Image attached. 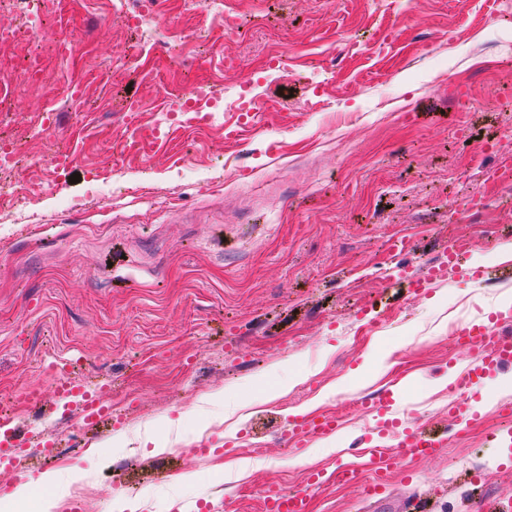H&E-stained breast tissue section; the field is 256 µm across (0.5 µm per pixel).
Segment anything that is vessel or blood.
<instances>
[{"mask_svg": "<svg viewBox=\"0 0 512 512\" xmlns=\"http://www.w3.org/2000/svg\"><path fill=\"white\" fill-rule=\"evenodd\" d=\"M460 347L467 350L472 361L457 379L460 399L448 407L457 423L472 422L474 417L472 398L479 395L485 381L495 375L503 365L512 363V319L499 316L489 320H475L463 324L455 333ZM59 397L74 398L84 419L94 423L105 415L104 409L75 380L56 379ZM338 420L330 415L308 416L289 421L287 435L289 445L327 436L336 432ZM442 434L427 429L425 424L400 433L398 453L371 455L370 464L377 477H385L397 471L405 462L431 459L439 455L444 446ZM319 483L318 476H311L306 486L293 490L278 484L268 485L262 497V512H309L311 489Z\"/></svg>", "mask_w": 512, "mask_h": 512, "instance_id": "1", "label": "vessel or blood"}]
</instances>
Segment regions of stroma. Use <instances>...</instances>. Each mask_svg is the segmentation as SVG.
Instances as JSON below:
<instances>
[{"mask_svg": "<svg viewBox=\"0 0 512 512\" xmlns=\"http://www.w3.org/2000/svg\"><path fill=\"white\" fill-rule=\"evenodd\" d=\"M114 0H0V27L44 26L39 50L54 79H82L83 117L61 112L22 72V49L0 51V133L26 162L0 221V396L40 390L11 421L25 438L0 458V499L21 484L14 512H110L123 494L137 512H260L262 489L324 483L311 512H396L414 495L431 512H471L475 492L512 497V449L490 440L512 402V369L486 380L477 423L440 455L408 462L364 494L338 466L362 465L350 442L396 453L393 425L451 424V384L469 364L448 329L512 313V183L486 169L512 162V16L496 0H224L240 19L220 38L189 0H159L158 36L182 45L202 33L217 51L170 60L140 42ZM86 46L61 60V37ZM287 52L288 73L263 70ZM245 65L225 69V54ZM256 98L254 119L225 113L206 128L171 124L142 153L126 148L123 112L143 124L182 76ZM238 127L236 138L225 126ZM74 154L72 171L43 163L47 145ZM79 182H70L71 172ZM484 193L458 224L449 200ZM463 257L423 293L396 270L424 274ZM490 274L477 284L475 270ZM70 364L89 390L109 388V418L85 421L57 397L48 362ZM386 397L363 415L352 401ZM334 414L332 435L293 449L276 437L289 418ZM55 445L46 463L40 444ZM59 481L40 487L44 473Z\"/></svg>", "mask_w": 512, "mask_h": 512, "instance_id": "35a3bbf8", "label": "stroma"}]
</instances>
